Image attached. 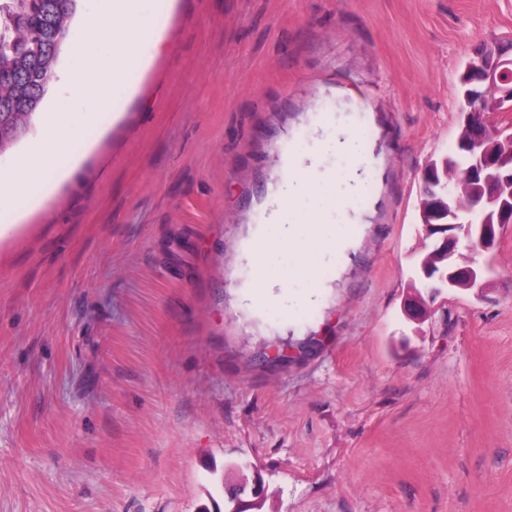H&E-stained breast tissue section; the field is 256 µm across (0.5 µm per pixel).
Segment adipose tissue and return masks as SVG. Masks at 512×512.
I'll return each mask as SVG.
<instances>
[{
	"label": "adipose tissue",
	"instance_id": "1",
	"mask_svg": "<svg viewBox=\"0 0 512 512\" xmlns=\"http://www.w3.org/2000/svg\"><path fill=\"white\" fill-rule=\"evenodd\" d=\"M312 242L330 246L335 243L325 229L323 212L319 209L292 218L291 222L282 225L274 237L257 243L253 251V261L260 271L258 291L262 292L270 286L284 283L280 268L274 261L275 256L290 253L297 245Z\"/></svg>",
	"mask_w": 512,
	"mask_h": 512
}]
</instances>
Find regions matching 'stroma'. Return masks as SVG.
Here are the masks:
<instances>
[{
    "instance_id": "stroma-1",
    "label": "stroma",
    "mask_w": 512,
    "mask_h": 512,
    "mask_svg": "<svg viewBox=\"0 0 512 512\" xmlns=\"http://www.w3.org/2000/svg\"><path fill=\"white\" fill-rule=\"evenodd\" d=\"M145 12L156 46L0 236V512H215L233 486L249 512H512V224L485 289L416 277L422 173L512 0ZM294 157L334 172L295 207L343 241L258 302Z\"/></svg>"
}]
</instances>
